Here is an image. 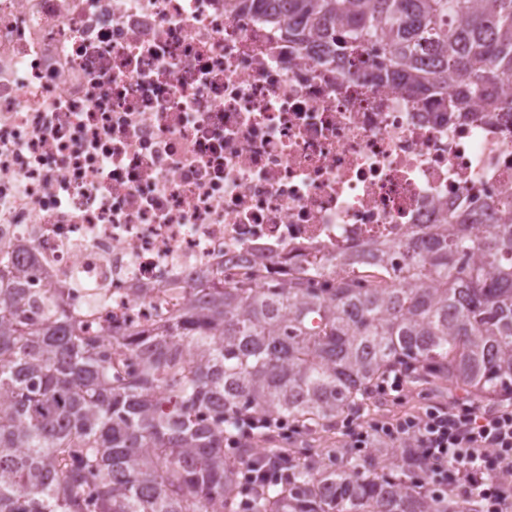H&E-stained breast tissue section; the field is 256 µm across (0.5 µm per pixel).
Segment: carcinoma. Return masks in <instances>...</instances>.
<instances>
[{
	"instance_id": "carcinoma-1",
	"label": "carcinoma",
	"mask_w": 512,
	"mask_h": 512,
	"mask_svg": "<svg viewBox=\"0 0 512 512\" xmlns=\"http://www.w3.org/2000/svg\"><path fill=\"white\" fill-rule=\"evenodd\" d=\"M287 19L288 47L399 88L448 121L512 113V0H224ZM447 217L286 282L206 280L150 330L92 312L0 255V512H478L406 439L356 458L336 433L397 370L512 402V210Z\"/></svg>"
}]
</instances>
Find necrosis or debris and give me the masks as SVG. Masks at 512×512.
<instances>
[{
    "mask_svg": "<svg viewBox=\"0 0 512 512\" xmlns=\"http://www.w3.org/2000/svg\"><path fill=\"white\" fill-rule=\"evenodd\" d=\"M489 199L512 206L510 113L448 123L224 0H0V254L104 294L100 334Z\"/></svg>",
    "mask_w": 512,
    "mask_h": 512,
    "instance_id": "necrosis-or-debris-1",
    "label": "necrosis or debris"
}]
</instances>
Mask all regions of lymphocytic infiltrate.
<instances>
[{
	"label": "lymphocytic infiltrate",
	"mask_w": 512,
	"mask_h": 512,
	"mask_svg": "<svg viewBox=\"0 0 512 512\" xmlns=\"http://www.w3.org/2000/svg\"><path fill=\"white\" fill-rule=\"evenodd\" d=\"M356 447L410 438L412 455L426 464L433 483L478 502L480 512H512V404L431 405L417 416L370 426L348 425Z\"/></svg>",
	"instance_id": "lymphocytic-infiltrate-1"
}]
</instances>
